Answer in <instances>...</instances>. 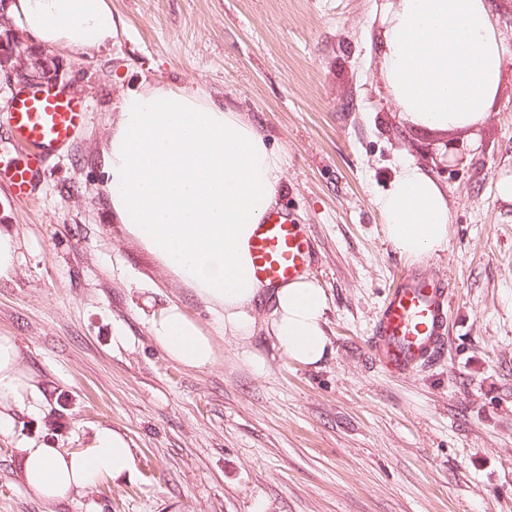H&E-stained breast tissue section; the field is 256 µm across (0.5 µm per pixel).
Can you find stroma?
Instances as JSON below:
<instances>
[{"label":"stroma","mask_w":512,"mask_h":512,"mask_svg":"<svg viewBox=\"0 0 512 512\" xmlns=\"http://www.w3.org/2000/svg\"><path fill=\"white\" fill-rule=\"evenodd\" d=\"M382 3L110 0L111 44L90 57L42 48L88 118L33 200L0 186L21 260L0 279V334L46 410L0 435V512H512V202L495 189L512 175V58L469 135L406 125L375 65ZM145 84L198 90L280 155L278 206L311 238L310 276L328 297L319 365L282 353L266 297L252 336L218 339L209 368L183 369L152 340L151 313L169 302L203 329L213 318L107 204L101 148L123 96ZM407 162L448 195V243L418 263L447 277L451 306L445 356L397 377L368 339L410 261L375 205ZM103 424L129 438L130 478L53 504L23 492L18 441L74 450Z\"/></svg>","instance_id":"obj_1"}]
</instances>
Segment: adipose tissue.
Returning <instances> with one entry per match:
<instances>
[{
  "label": "adipose tissue",
  "instance_id": "ef3b65f1",
  "mask_svg": "<svg viewBox=\"0 0 512 512\" xmlns=\"http://www.w3.org/2000/svg\"><path fill=\"white\" fill-rule=\"evenodd\" d=\"M494 0H386L381 10L379 73L404 122L464 134L481 125L496 100L506 48ZM9 12L39 45L93 56L109 44V0H10ZM111 214L164 271L190 287L213 313L205 331L175 303L151 318L168 359L199 370L217 359L216 338H248L263 290L248 243L277 203L281 158L254 127L195 90L145 86L126 96L102 148ZM384 233L400 253L421 257L448 242V200L420 166L406 164L375 199ZM270 332L292 362L315 366L328 353L327 296L302 276L273 288ZM42 416L39 388L10 336H0V434L14 414ZM25 493L52 503L102 479L129 477L136 458L120 429L100 425L81 449L32 439L18 444Z\"/></svg>",
  "mask_w": 512,
  "mask_h": 512
}]
</instances>
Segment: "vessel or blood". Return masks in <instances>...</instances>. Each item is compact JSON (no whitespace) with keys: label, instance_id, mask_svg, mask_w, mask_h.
<instances>
[{"label":"vessel or blood","instance_id":"1","mask_svg":"<svg viewBox=\"0 0 512 512\" xmlns=\"http://www.w3.org/2000/svg\"><path fill=\"white\" fill-rule=\"evenodd\" d=\"M0 115L25 155L0 160V182L20 200L32 199L46 160L67 147L86 121L84 103L52 87L27 89L0 104ZM314 246L283 211H269L249 241L254 277L268 287L311 269ZM450 289L444 274L404 265L392 279L372 327V356L386 371L408 375L431 362L447 340Z\"/></svg>","mask_w":512,"mask_h":512}]
</instances>
